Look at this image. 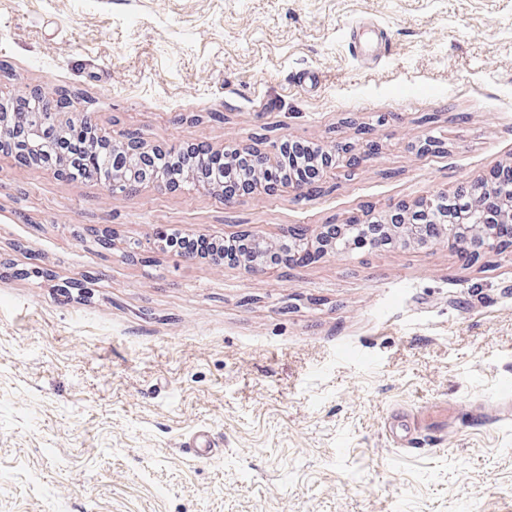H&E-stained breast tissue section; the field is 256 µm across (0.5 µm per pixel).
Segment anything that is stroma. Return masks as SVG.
I'll list each match as a JSON object with an SVG mask.
<instances>
[{
    "mask_svg": "<svg viewBox=\"0 0 512 512\" xmlns=\"http://www.w3.org/2000/svg\"><path fill=\"white\" fill-rule=\"evenodd\" d=\"M33 88L164 149H378L232 204L0 154V512H512V419L472 421L512 396L511 247L249 275L154 244L340 224L511 161L512 0H0V93ZM203 427L222 449L196 459Z\"/></svg>",
    "mask_w": 512,
    "mask_h": 512,
    "instance_id": "1",
    "label": "stroma"
}]
</instances>
